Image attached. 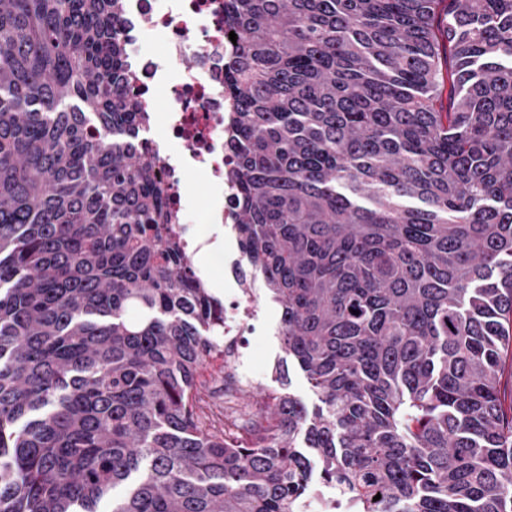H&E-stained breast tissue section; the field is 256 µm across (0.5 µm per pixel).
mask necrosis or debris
Wrapping results in <instances>:
<instances>
[{
  "instance_id": "necrosis-or-debris-1",
  "label": "necrosis or debris",
  "mask_w": 512,
  "mask_h": 512,
  "mask_svg": "<svg viewBox=\"0 0 512 512\" xmlns=\"http://www.w3.org/2000/svg\"><path fill=\"white\" fill-rule=\"evenodd\" d=\"M123 5L131 84L146 112H153L156 95L167 101L161 127L171 151L162 156L160 168L182 239L198 236L200 226L212 222L208 213L195 217L182 194L187 176L198 169L206 171L210 182L220 183L222 221L233 223L236 191L228 173L234 154L224 140L231 110L224 97V64L236 46L224 29V0H123ZM156 40L165 45L164 57L150 49ZM244 264V257L236 258V285L224 293V349L232 355L240 386L249 383L250 366L239 338L244 328L260 322Z\"/></svg>"
}]
</instances>
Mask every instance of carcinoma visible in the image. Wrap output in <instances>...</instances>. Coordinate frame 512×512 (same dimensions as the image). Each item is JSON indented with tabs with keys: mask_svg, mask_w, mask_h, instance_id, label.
<instances>
[{
	"mask_svg": "<svg viewBox=\"0 0 512 512\" xmlns=\"http://www.w3.org/2000/svg\"><path fill=\"white\" fill-rule=\"evenodd\" d=\"M122 14L0 0V512H297L316 478L512 512V0H224L235 228L317 400L231 436ZM221 364V360H215L204 373L202 381L204 383V393L208 395L211 403L224 409V387L234 382V369L230 367L221 368ZM224 374L225 377H228L225 385Z\"/></svg>",
	"mask_w": 512,
	"mask_h": 512,
	"instance_id": "obj_1",
	"label": "carcinoma"
}]
</instances>
